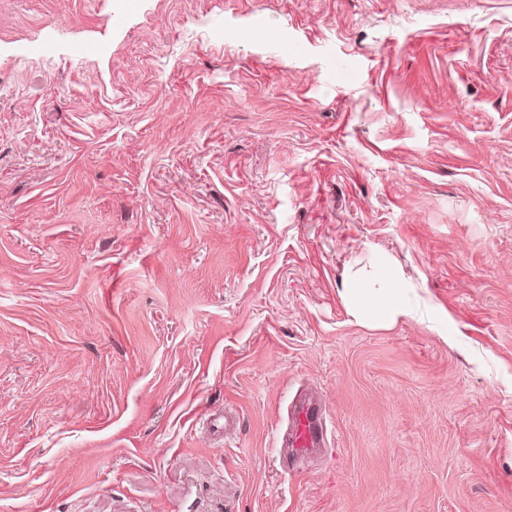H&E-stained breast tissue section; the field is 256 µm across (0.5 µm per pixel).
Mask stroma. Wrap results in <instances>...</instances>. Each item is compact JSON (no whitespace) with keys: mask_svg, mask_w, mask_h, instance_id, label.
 I'll list each match as a JSON object with an SVG mask.
<instances>
[{"mask_svg":"<svg viewBox=\"0 0 512 512\" xmlns=\"http://www.w3.org/2000/svg\"><path fill=\"white\" fill-rule=\"evenodd\" d=\"M0 512H512V0H0ZM405 291L400 279L390 271L380 278L379 288H347L346 299L357 318L390 321L411 313L402 300ZM288 448L294 455H304L315 448H324L322 406L314 401L295 403L290 411Z\"/></svg>","mask_w":512,"mask_h":512,"instance_id":"35a3bbf8","label":"stroma"}]
</instances>
